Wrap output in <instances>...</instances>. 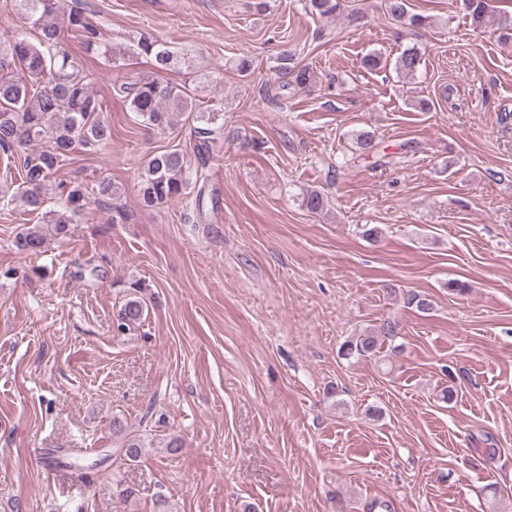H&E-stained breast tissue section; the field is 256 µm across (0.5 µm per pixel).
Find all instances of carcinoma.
Instances as JSON below:
<instances>
[{
	"instance_id": "cac0c4a2",
	"label": "carcinoma",
	"mask_w": 512,
	"mask_h": 512,
	"mask_svg": "<svg viewBox=\"0 0 512 512\" xmlns=\"http://www.w3.org/2000/svg\"><path fill=\"white\" fill-rule=\"evenodd\" d=\"M14 2L34 29L35 37H28L24 31L0 33V150L25 154L22 183L11 194L1 192L0 201L11 203L18 199L38 215V222L22 227L15 238L19 251L37 255L44 251L47 235L60 241L66 239L70 226L88 204L83 185L58 182L56 173L75 153H96L109 144L112 127L104 115V101L90 89L91 73L82 58L69 50L56 23L57 16L64 13L63 0ZM493 2L462 0L461 8L479 30L493 16ZM339 7V0H309L311 14L322 18L336 15ZM388 8L392 18L402 25L421 27L428 22V17L409 12L407 0H388ZM68 21L75 39L97 48L114 62L144 56L158 72L192 66L188 54H178L149 34L119 48L105 40L98 26L81 12L70 11ZM420 61V52L408 48L397 58L396 69L412 75ZM275 76L281 88L303 89L312 79L310 68L288 52L280 55ZM119 92L129 101L130 110L149 127L173 129L183 114H192L200 155L213 154L214 146L224 137L221 113L201 107L178 85L154 77L143 78L122 82ZM376 149L372 134L363 131L356 136L357 156L372 157ZM203 178L204 172L180 150L156 153L143 164L138 189L141 203L154 207L181 199ZM119 194L120 188L110 180L97 186V202L108 205L113 224L126 219V214L112 203ZM302 205L316 214L327 206V198L318 190H308L303 194ZM142 290V283H129L126 298L116 313L117 331L123 332L143 319L147 303L140 296ZM381 346L380 337L364 333L345 341L340 353L346 359L376 358ZM141 448L142 440L132 436L123 440L120 453L125 460L135 462Z\"/></svg>"
}]
</instances>
